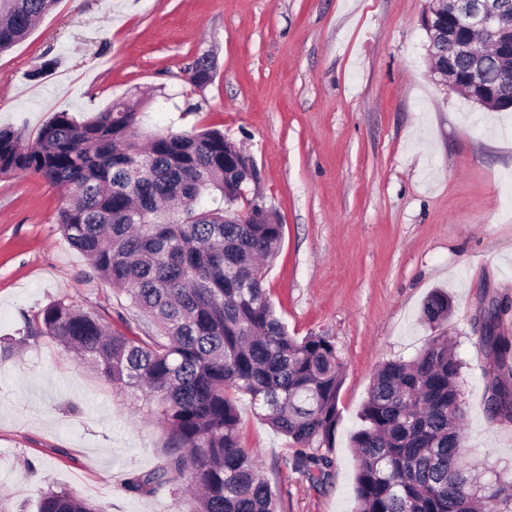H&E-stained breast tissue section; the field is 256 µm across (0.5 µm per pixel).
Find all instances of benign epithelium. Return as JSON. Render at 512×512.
I'll list each match as a JSON object with an SVG mask.
<instances>
[{"label":"benign epithelium","instance_id":"7a95c632","mask_svg":"<svg viewBox=\"0 0 512 512\" xmlns=\"http://www.w3.org/2000/svg\"><path fill=\"white\" fill-rule=\"evenodd\" d=\"M428 31H436L440 51L448 56V86L462 85L470 89V96L478 104H494L499 109L512 108V97L503 93L504 86L512 83V71L500 73L498 83L483 79L482 51L472 33L484 31L495 38L496 58L512 60V10L503 0H445V10L432 19L422 18ZM463 59L470 62L466 68L454 65Z\"/></svg>","mask_w":512,"mask_h":512}]
</instances>
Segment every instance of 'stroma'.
Listing matches in <instances>:
<instances>
[{
	"mask_svg": "<svg viewBox=\"0 0 512 512\" xmlns=\"http://www.w3.org/2000/svg\"><path fill=\"white\" fill-rule=\"evenodd\" d=\"M426 0H57L0 53V125L34 141L54 113L83 120L155 94L150 130L223 129L261 174L283 226L265 286L291 335L331 337L343 370L335 467L325 485L295 471L288 440L237 401L241 445L279 512H355L349 446L377 367L410 360L433 333L464 364L466 453L481 478L512 469V425L486 404L492 360L478 346L484 295L512 298V110L440 85L421 18ZM215 60L199 90L185 69ZM61 65L40 78L48 58ZM62 189L0 175V341L68 297L99 311L111 290L56 221ZM452 310L422 317L434 289ZM169 435L143 392L119 388L46 339L0 361V491L37 512L66 489L98 512H189L180 482L138 496L128 473L162 463Z\"/></svg>",
	"mask_w": 512,
	"mask_h": 512,
	"instance_id": "stroma-1",
	"label": "stroma"
}]
</instances>
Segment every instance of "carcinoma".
<instances>
[{"mask_svg": "<svg viewBox=\"0 0 512 512\" xmlns=\"http://www.w3.org/2000/svg\"><path fill=\"white\" fill-rule=\"evenodd\" d=\"M57 0H0V53L25 37ZM202 89L213 78L208 55L186 70ZM144 101H115L82 121L57 112L29 144L0 127V174H35L65 189L58 224L96 281L128 299L147 320L142 334L112 329L72 299L54 300L24 318L19 343L47 338L79 354L116 386L156 402L171 451L124 488L150 495L175 478L195 492L194 512H276L268 482L240 440L237 400L294 447L292 466L316 483L334 468L340 422L341 364L328 336L288 334L263 285L261 262L278 253L283 225L245 207L238 195L241 148L219 129L147 132ZM512 308L492 296L478 314L479 344L495 361L487 380L491 419L512 425V337L500 316ZM436 291L423 315L448 318ZM463 363L441 336L410 361L378 369L350 436L358 460L356 512H512V471L485 484L462 461ZM38 512H96L87 499L49 489Z\"/></svg>", "mask_w": 512, "mask_h": 512, "instance_id": "obj_1", "label": "carcinoma"}]
</instances>
